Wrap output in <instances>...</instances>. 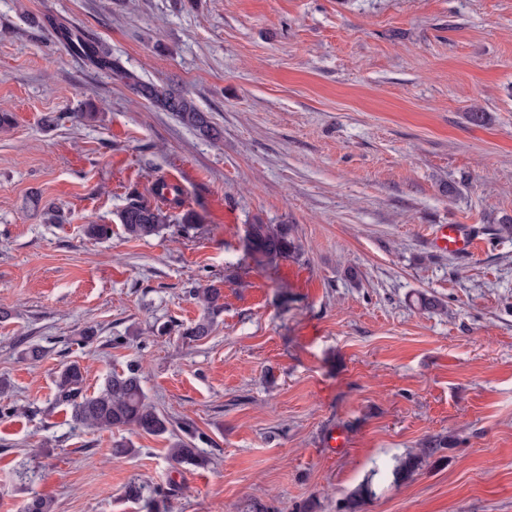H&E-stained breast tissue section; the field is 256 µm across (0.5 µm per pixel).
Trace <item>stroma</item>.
<instances>
[{
    "instance_id": "1",
    "label": "stroma",
    "mask_w": 512,
    "mask_h": 512,
    "mask_svg": "<svg viewBox=\"0 0 512 512\" xmlns=\"http://www.w3.org/2000/svg\"><path fill=\"white\" fill-rule=\"evenodd\" d=\"M67 28L189 94L220 139L76 57ZM0 112V512H139L135 479L169 512H341L368 477L362 512H512V0H0ZM161 180L174 224L127 237L117 212ZM256 217L295 225L302 257L258 261ZM438 224L471 225L474 252L432 248ZM215 282L223 313L185 338ZM132 362L206 435L205 466L173 464L167 434L74 427L58 372L91 394ZM127 499L140 506L145 512L165 511L166 492L160 486H150L147 483L131 482L125 491Z\"/></svg>"
}]
</instances>
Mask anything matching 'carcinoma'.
I'll return each instance as SVG.
<instances>
[{
	"mask_svg": "<svg viewBox=\"0 0 512 512\" xmlns=\"http://www.w3.org/2000/svg\"><path fill=\"white\" fill-rule=\"evenodd\" d=\"M69 44L75 54L87 62L105 66L112 73L127 81L149 104L175 114L181 122L207 138L217 137V131L208 116L185 93L174 91L167 85L142 81L137 75L124 70L112 56L102 51L85 34L77 31L69 37ZM117 218L124 233L134 239H144L159 235L171 222V214L159 205H152L139 196L128 198ZM85 234L96 240L109 237L112 225L100 224L90 218L84 227ZM247 241L250 250L259 255L262 261L275 264L280 260L295 258L301 246L293 224H267L256 217L247 225ZM204 307L203 316L184 335L192 340L209 336L215 319L224 310L222 288L210 285L197 292ZM58 400L70 412L71 420L78 426L90 429L112 430L129 428L149 435L161 436L170 432V419L158 412L148 401L142 385L141 367L137 363L126 369L114 371L106 379L103 387L92 395L83 393L84 377L80 367L71 364L62 369L56 380ZM182 435L170 444L168 455L177 465L199 466L203 463L197 442L205 441V436L186 426L181 427ZM439 448V443L429 441L422 455H410L400 462L395 474L405 477L412 474L422 463V458L430 456ZM127 499L140 506L143 512H163L166 492L159 486L131 482L125 491ZM376 495L372 481L361 484L346 499L345 512H360L363 502ZM23 512H53V500L48 497L33 496L24 505Z\"/></svg>",
	"mask_w": 512,
	"mask_h": 512,
	"instance_id": "1",
	"label": "carcinoma"
}]
</instances>
